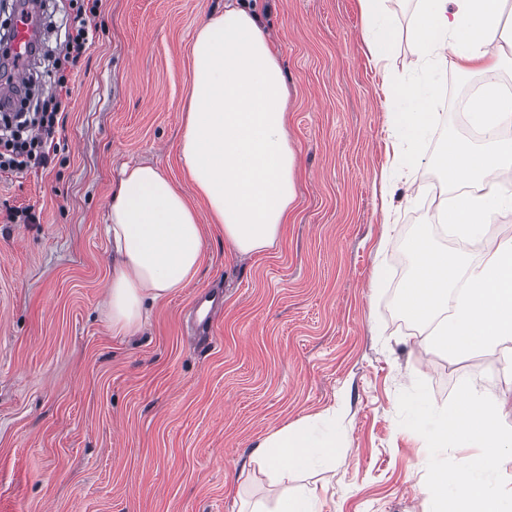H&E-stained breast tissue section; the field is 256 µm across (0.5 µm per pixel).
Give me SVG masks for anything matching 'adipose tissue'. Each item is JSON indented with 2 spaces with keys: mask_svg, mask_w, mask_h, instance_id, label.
Returning a JSON list of instances; mask_svg holds the SVG:
<instances>
[{
  "mask_svg": "<svg viewBox=\"0 0 512 512\" xmlns=\"http://www.w3.org/2000/svg\"><path fill=\"white\" fill-rule=\"evenodd\" d=\"M388 0H359L365 45L381 64L395 46L384 21ZM411 35L435 69L456 59L465 70L504 64L494 52L504 36L496 0H417ZM191 103L179 144L180 160L212 223L239 254L275 246L294 207L296 154L288 142V89L279 54L249 0H225L192 45ZM112 280L108 309L118 330H138L146 304L187 287L204 250L203 226L187 194L151 165L124 168L112 190ZM433 447L471 445L477 456L462 468L439 469L434 480L453 512H512V493L493 476L512 446V396L487 397L465 385L457 404L430 432ZM335 434L300 421L268 434L256 455L271 469L313 468L335 460Z\"/></svg>",
  "mask_w": 512,
  "mask_h": 512,
  "instance_id": "1",
  "label": "adipose tissue"
}]
</instances>
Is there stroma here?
Segmentation results:
<instances>
[{
	"label": "stroma",
	"instance_id": "35a3bbf8",
	"mask_svg": "<svg viewBox=\"0 0 512 512\" xmlns=\"http://www.w3.org/2000/svg\"><path fill=\"white\" fill-rule=\"evenodd\" d=\"M287 68L295 211L276 247L232 252L204 225L187 288L154 302L143 330L112 328V186L151 164L179 185L191 43L224 0H99L94 38L69 72L44 164L0 171V512H269L310 491L319 512H437L429 431L465 384L512 391V341L460 357L420 350L396 314L395 259L422 220L404 170L383 226L379 175L396 150L382 77L365 53L358 0H254ZM416 0H389L403 76L422 58ZM75 15L43 0L31 60L44 93ZM383 281H376L377 269ZM335 427L344 453L274 477L254 455L299 420Z\"/></svg>",
	"mask_w": 512,
	"mask_h": 512
}]
</instances>
